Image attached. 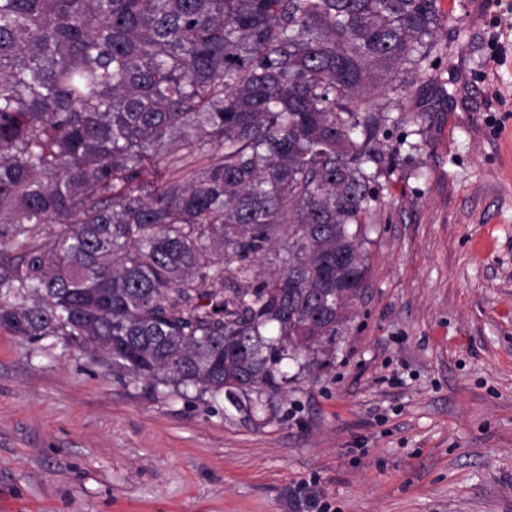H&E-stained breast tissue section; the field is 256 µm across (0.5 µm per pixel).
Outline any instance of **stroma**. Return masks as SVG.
I'll return each instance as SVG.
<instances>
[{
  "label": "stroma",
  "instance_id": "obj_1",
  "mask_svg": "<svg viewBox=\"0 0 512 512\" xmlns=\"http://www.w3.org/2000/svg\"><path fill=\"white\" fill-rule=\"evenodd\" d=\"M405 103L364 291L249 418L0 327V512H512V0Z\"/></svg>",
  "mask_w": 512,
  "mask_h": 512
}]
</instances>
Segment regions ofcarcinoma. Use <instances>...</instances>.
<instances>
[{"mask_svg": "<svg viewBox=\"0 0 512 512\" xmlns=\"http://www.w3.org/2000/svg\"><path fill=\"white\" fill-rule=\"evenodd\" d=\"M447 49L438 0H0V327L271 406L350 321L423 120L390 91Z\"/></svg>", "mask_w": 512, "mask_h": 512, "instance_id": "carcinoma-1", "label": "carcinoma"}]
</instances>
